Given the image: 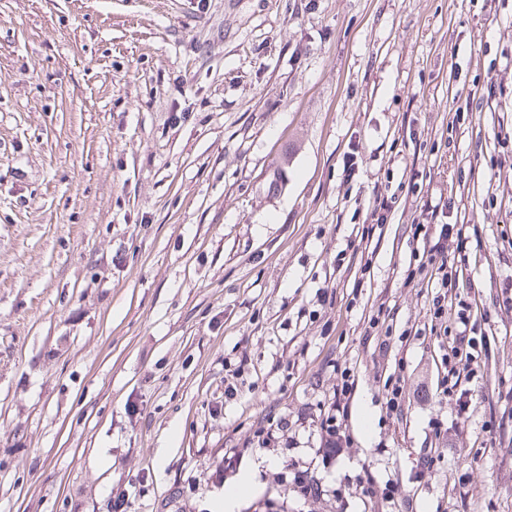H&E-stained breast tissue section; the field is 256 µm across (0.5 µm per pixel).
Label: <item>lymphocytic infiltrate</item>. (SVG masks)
I'll list each match as a JSON object with an SVG mask.
<instances>
[{
  "label": "lymphocytic infiltrate",
  "instance_id": "f902f5d3",
  "mask_svg": "<svg viewBox=\"0 0 512 512\" xmlns=\"http://www.w3.org/2000/svg\"><path fill=\"white\" fill-rule=\"evenodd\" d=\"M410 231L413 240L423 241L424 248L416 264L408 269L404 283L423 285L431 290L428 309L431 327L447 339L439 378L440 392L454 399L463 411L468 407V392L462 389L461 381L478 374L479 319L470 296L460 290V270L457 264L449 262L444 243L453 237L458 248H466L469 243L467 227L463 224H414ZM354 387V374L341 370L333 400L328 409L320 413L319 452L323 456L340 457L350 445L344 421Z\"/></svg>",
  "mask_w": 512,
  "mask_h": 512
}]
</instances>
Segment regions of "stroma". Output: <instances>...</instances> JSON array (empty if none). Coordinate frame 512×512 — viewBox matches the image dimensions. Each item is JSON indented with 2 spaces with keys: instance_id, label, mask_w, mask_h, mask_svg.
<instances>
[{
  "instance_id": "1",
  "label": "stroma",
  "mask_w": 512,
  "mask_h": 512,
  "mask_svg": "<svg viewBox=\"0 0 512 512\" xmlns=\"http://www.w3.org/2000/svg\"><path fill=\"white\" fill-rule=\"evenodd\" d=\"M378 192L395 210L353 251ZM430 203L480 235L445 245L492 327L463 411L440 339H399L428 322L403 278ZM510 282L512 0H0V512H216L254 467L240 512H368L366 475L400 512H512L485 427L512 407ZM345 366L351 444L325 460ZM386 391V414L391 417L401 415L404 411L406 400L410 402V391H407V385L403 376L397 375L391 377L384 384ZM432 426H433V428H432L433 434L437 438L438 444L440 446H437L438 448H433L434 455L426 456L422 460V463H421L422 467L428 471L435 470V467L437 466V463L439 461V457L442 456L441 455L442 451H439V450L443 449V447H445L450 442L448 427L444 428L443 422L433 421ZM439 447H441V448H439Z\"/></svg>"
}]
</instances>
